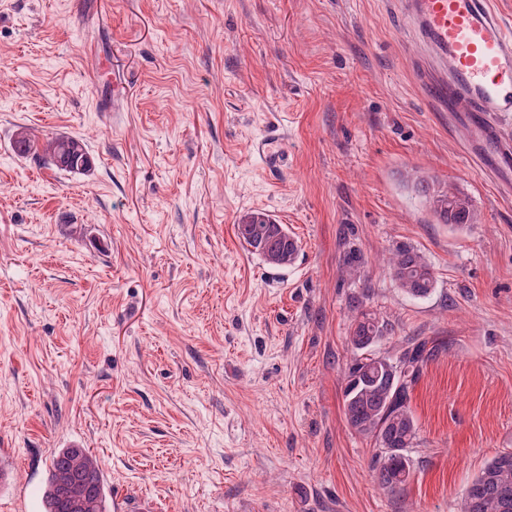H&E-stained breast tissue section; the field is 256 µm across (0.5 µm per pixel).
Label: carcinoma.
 I'll use <instances>...</instances> for the list:
<instances>
[{
  "instance_id": "cac0c4a2",
  "label": "carcinoma",
  "mask_w": 512,
  "mask_h": 512,
  "mask_svg": "<svg viewBox=\"0 0 512 512\" xmlns=\"http://www.w3.org/2000/svg\"><path fill=\"white\" fill-rule=\"evenodd\" d=\"M15 151L21 156H39L47 165L68 172L79 171L77 164L89 158L76 138H41L27 131L18 134ZM413 188L437 223L459 227L476 223L477 211L465 194L423 176L414 179ZM237 236L248 251L273 267L290 265L300 251L288 228L264 212L245 214L237 225ZM389 267L405 293L422 298L434 290V270L414 247L396 246ZM350 311L347 340L356 355L345 374L344 413L355 433L374 440L371 476L381 489L393 493L402 489L413 473L407 453L417 436L411 393L436 345L413 339L395 360L375 356L370 350L390 334L391 323L362 300L351 302ZM73 493L84 496L86 512H112L101 460L87 448H60L53 453L42 492L43 512H68V497ZM461 512H512L511 450L498 452L466 485Z\"/></svg>"
}]
</instances>
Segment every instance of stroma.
Masks as SVG:
<instances>
[{"mask_svg": "<svg viewBox=\"0 0 512 512\" xmlns=\"http://www.w3.org/2000/svg\"><path fill=\"white\" fill-rule=\"evenodd\" d=\"M408 26L397 0H0V512H42L74 445L134 512H460L512 450V194ZM22 130L82 140L91 171L16 155ZM415 174L477 223H436ZM252 210L298 238L290 267L240 243ZM399 244L428 297L393 281ZM355 297L394 325L377 355L440 345L394 493L344 415ZM389 267L393 280L405 293L422 298L434 290V270L414 247L406 244L396 246L389 258Z\"/></svg>", "mask_w": 512, "mask_h": 512, "instance_id": "35a3bbf8", "label": "stroma"}]
</instances>
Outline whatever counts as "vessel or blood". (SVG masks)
<instances>
[{"label": "vessel or blood", "mask_w": 512, "mask_h": 512, "mask_svg": "<svg viewBox=\"0 0 512 512\" xmlns=\"http://www.w3.org/2000/svg\"><path fill=\"white\" fill-rule=\"evenodd\" d=\"M495 5L496 0H403L418 39L442 69L434 97L468 127V157L512 185V136L501 125L504 113H512V29Z\"/></svg>", "instance_id": "vessel-or-blood-1"}]
</instances>
